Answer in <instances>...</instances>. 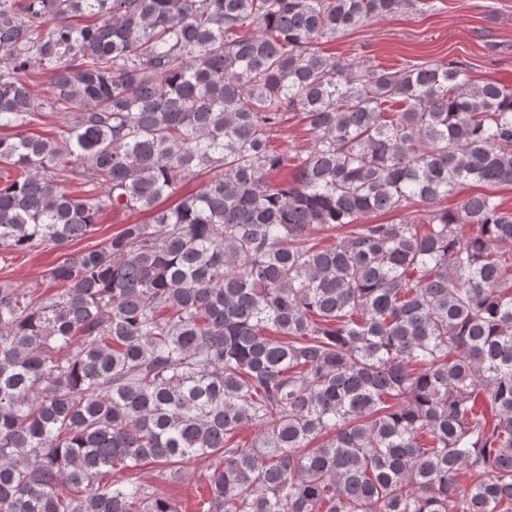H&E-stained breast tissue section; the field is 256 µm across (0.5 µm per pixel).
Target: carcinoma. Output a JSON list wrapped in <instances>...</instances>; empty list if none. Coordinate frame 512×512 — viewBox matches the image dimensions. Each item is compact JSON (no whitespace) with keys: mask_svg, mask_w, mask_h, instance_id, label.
Returning <instances> with one entry per match:
<instances>
[{"mask_svg":"<svg viewBox=\"0 0 512 512\" xmlns=\"http://www.w3.org/2000/svg\"><path fill=\"white\" fill-rule=\"evenodd\" d=\"M430 8L0 0V128L64 116L0 136V251L148 214L0 282V512H181L140 468L211 457L204 512H512V210L442 206L512 183V88L318 48ZM307 129L299 117L289 114L288 120L275 136L274 145L278 151H286L291 156L303 153L313 142V135ZM479 192H485L496 196L497 200L503 203L504 208L512 209V184H502L491 188H481L476 185H465L461 187L456 196L445 201L444 206L456 207L457 202L463 198ZM447 202V203H446ZM142 219L143 216L140 214L107 211L100 217L99 224L96 226L97 231L94 234L70 244L64 250L2 254L0 256V282H10L23 288L40 286L42 291L48 289L53 293V288H46L48 284L42 280V275L46 269L61 262L66 257L64 254L100 245L121 230L123 224ZM5 255L6 257H4Z\"/></svg>","mask_w":512,"mask_h":512,"instance_id":"cac0c4a2","label":"carcinoma"}]
</instances>
